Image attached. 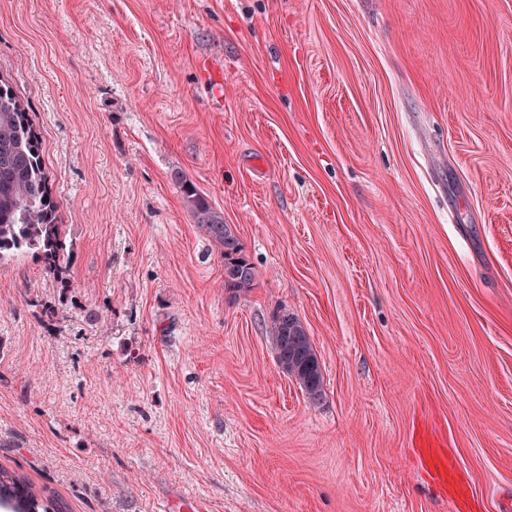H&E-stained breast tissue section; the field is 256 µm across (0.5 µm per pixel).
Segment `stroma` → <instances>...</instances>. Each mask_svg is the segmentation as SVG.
<instances>
[{
    "instance_id": "stroma-1",
    "label": "stroma",
    "mask_w": 512,
    "mask_h": 512,
    "mask_svg": "<svg viewBox=\"0 0 512 512\" xmlns=\"http://www.w3.org/2000/svg\"><path fill=\"white\" fill-rule=\"evenodd\" d=\"M0 73L73 242L66 287L0 265V465L72 512H456L429 443L512 512V0H0ZM183 203L190 211L194 223L204 232L224 260V292L236 297L253 288L255 268L244 254V248L231 224L224 223L223 213L212 207L183 174L174 175ZM269 339L281 370L295 379L308 397H320L324 380L316 349L303 322L283 305L272 313Z\"/></svg>"
}]
</instances>
